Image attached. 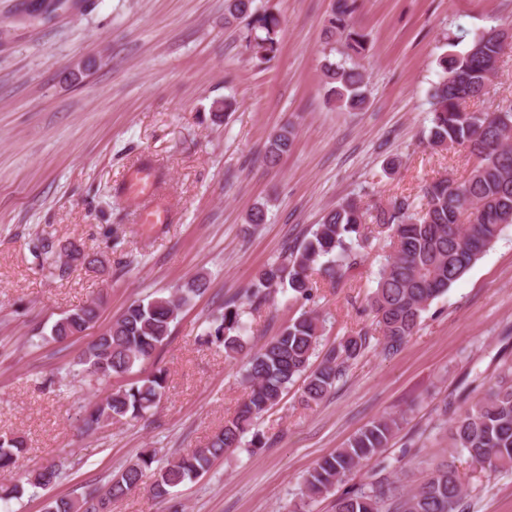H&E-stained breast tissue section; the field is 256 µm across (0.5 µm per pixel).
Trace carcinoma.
<instances>
[{
	"instance_id": "obj_1",
	"label": "carcinoma",
	"mask_w": 512,
	"mask_h": 512,
	"mask_svg": "<svg viewBox=\"0 0 512 512\" xmlns=\"http://www.w3.org/2000/svg\"><path fill=\"white\" fill-rule=\"evenodd\" d=\"M254 0H225L224 20H247L245 48L257 64L274 59L280 50L281 18L259 11ZM357 0H332L324 24L325 43L340 44L342 59L324 64L327 96L337 107L360 111L368 97L365 75L352 63L367 48V36L351 24ZM504 52L503 33L493 26L473 36L459 53L439 59L442 74L430 91L428 142L439 148L462 146L477 163L461 183L440 178L423 188V204L415 207L406 196L376 208L375 223L388 231L392 252L384 259L369 296L370 309L380 329L381 350L397 354L418 328L432 302L462 279L512 226V100L499 103L492 112H470L463 99H479L496 77V63ZM294 130L285 127L268 142L274 160L288 153ZM367 241L363 207L354 199L329 209L309 234L283 261L264 266L247 292L255 303L278 288L298 302L309 300L313 275L320 271L340 281L356 264L357 249ZM32 252L53 265L59 258L55 243L41 238ZM206 291L197 279L168 297L156 296L129 304L112 325L101 332L80 354L78 364L88 376L104 381L110 375L131 374L167 344L171 327L182 309ZM98 305L91 302L56 320L50 339L63 342L83 334L98 321ZM323 320L310 311L291 319L259 349L245 352L250 326L242 320V303L230 299L224 312L212 319L199 336L204 344L224 347L230 358L244 355L247 398L224 420L207 445L196 448L162 467L154 466L155 454L143 449L135 461L112 475L99 502L55 497L43 512H105L107 504L126 496L151 478L150 492L162 501L173 489L201 477L224 452L239 447L255 420L278 404L299 377H304L302 403L316 404L326 398L342 377L348 363L368 347L367 334L348 336L318 355ZM167 387L166 373L156 370L112 389L84 418L88 431L102 424L144 418L161 400ZM399 419L374 420L356 433L344 448L319 459L304 479L302 496L313 499L336 489L352 469L381 456L388 447ZM449 447L467 454L482 470L495 473L512 469V367L503 370L463 414L450 418ZM24 451L15 435H0V471L14 468ZM59 470L50 465L29 474L21 482L0 485V512H11L10 501L19 500L53 484ZM468 492L454 456L433 465L422 479L407 487L400 478H384L367 488L347 491L336 499V512H465Z\"/></svg>"
}]
</instances>
